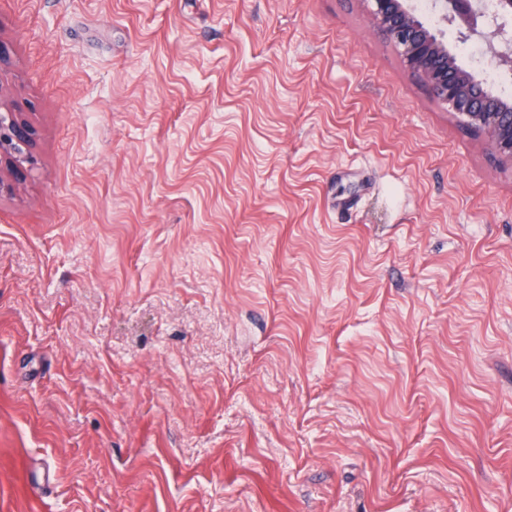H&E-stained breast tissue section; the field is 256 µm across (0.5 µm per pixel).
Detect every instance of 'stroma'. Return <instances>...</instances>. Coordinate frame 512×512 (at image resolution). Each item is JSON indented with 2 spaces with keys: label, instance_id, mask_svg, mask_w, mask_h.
Listing matches in <instances>:
<instances>
[{
  "label": "stroma",
  "instance_id": "stroma-1",
  "mask_svg": "<svg viewBox=\"0 0 512 512\" xmlns=\"http://www.w3.org/2000/svg\"><path fill=\"white\" fill-rule=\"evenodd\" d=\"M371 9L0 0V512H512V167ZM15 112L0 113V164L4 157L11 160L12 153L20 154L22 145L31 141L33 130Z\"/></svg>",
  "mask_w": 512,
  "mask_h": 512
}]
</instances>
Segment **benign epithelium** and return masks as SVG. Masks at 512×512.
<instances>
[{"label":"benign epithelium","mask_w":512,"mask_h":512,"mask_svg":"<svg viewBox=\"0 0 512 512\" xmlns=\"http://www.w3.org/2000/svg\"><path fill=\"white\" fill-rule=\"evenodd\" d=\"M373 15L397 47L406 68L422 81L432 96L448 107L462 125L481 132L499 160L512 166V100L484 88L448 50L442 34L423 22L410 0H371ZM445 22H458L466 36L487 39L488 51L501 64L512 65V35L487 34L479 29L484 18L479 0H440ZM33 130L15 112L0 113V161L21 153Z\"/></svg>","instance_id":"benign-epithelium-1"}]
</instances>
